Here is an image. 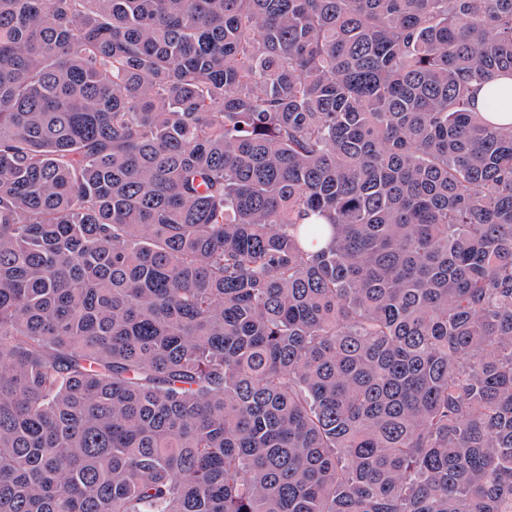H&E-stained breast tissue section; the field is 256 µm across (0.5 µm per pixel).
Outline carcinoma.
<instances>
[{
	"label": "carcinoma",
	"mask_w": 512,
	"mask_h": 512,
	"mask_svg": "<svg viewBox=\"0 0 512 512\" xmlns=\"http://www.w3.org/2000/svg\"><path fill=\"white\" fill-rule=\"evenodd\" d=\"M496 73L512 0H0V512H512ZM509 80L507 76L499 75L477 86L475 92V108L480 115L499 124H512V112H491L493 101L491 94L497 86L507 85ZM505 113L509 115H500Z\"/></svg>",
	"instance_id": "obj_1"
}]
</instances>
